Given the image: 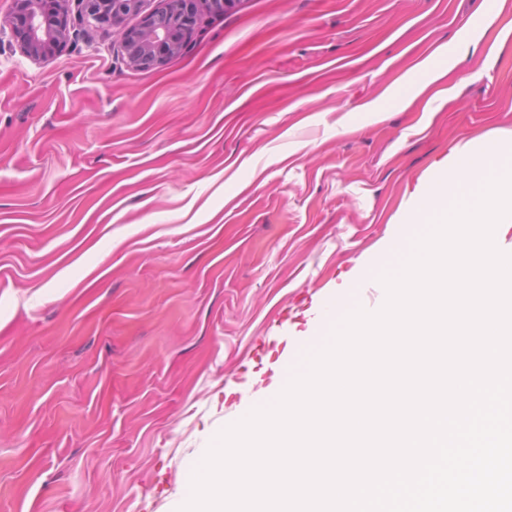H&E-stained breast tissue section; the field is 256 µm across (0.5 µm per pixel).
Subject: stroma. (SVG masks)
Segmentation results:
<instances>
[{"mask_svg": "<svg viewBox=\"0 0 512 512\" xmlns=\"http://www.w3.org/2000/svg\"><path fill=\"white\" fill-rule=\"evenodd\" d=\"M486 2L242 0L150 70L0 50V512H177L456 150L512 142ZM443 54L436 52L427 58L419 61L413 68V74H425L429 77L426 84L422 85L420 91H422L427 84L440 80L446 76L447 62L441 58Z\"/></svg>", "mask_w": 512, "mask_h": 512, "instance_id": "stroma-1", "label": "stroma"}]
</instances>
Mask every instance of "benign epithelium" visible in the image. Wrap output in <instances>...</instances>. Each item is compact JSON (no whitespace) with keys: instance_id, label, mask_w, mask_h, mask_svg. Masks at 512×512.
I'll list each match as a JSON object with an SVG mask.
<instances>
[{"instance_id":"benign-epithelium-1","label":"benign epithelium","mask_w":512,"mask_h":512,"mask_svg":"<svg viewBox=\"0 0 512 512\" xmlns=\"http://www.w3.org/2000/svg\"><path fill=\"white\" fill-rule=\"evenodd\" d=\"M239 0H160L148 10L146 0H13L11 13L0 19L4 37L21 55L43 62L66 42H89L120 29L122 61L136 69H154L190 48L210 11L231 9ZM140 22L125 27L130 15Z\"/></svg>"}]
</instances>
